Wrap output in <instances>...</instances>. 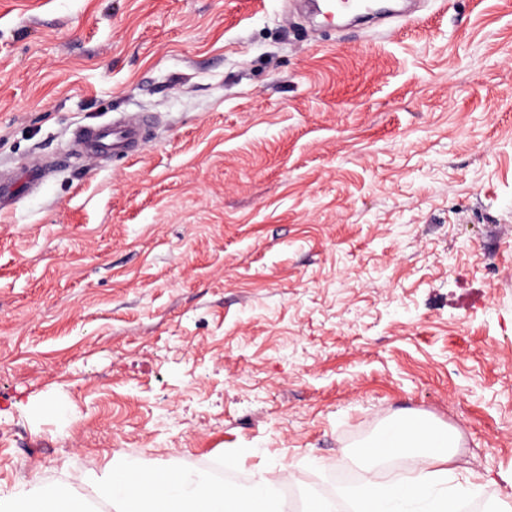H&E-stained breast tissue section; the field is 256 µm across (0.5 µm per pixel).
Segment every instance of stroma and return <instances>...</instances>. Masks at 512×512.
I'll list each match as a JSON object with an SVG mask.
<instances>
[{"label":"stroma","mask_w":512,"mask_h":512,"mask_svg":"<svg viewBox=\"0 0 512 512\" xmlns=\"http://www.w3.org/2000/svg\"><path fill=\"white\" fill-rule=\"evenodd\" d=\"M2 178L1 496L234 457L333 501L416 413L512 500V0H0ZM141 137L137 122H112L111 126L98 128L84 134L79 140L80 150L89 157H102L126 153Z\"/></svg>","instance_id":"obj_1"}]
</instances>
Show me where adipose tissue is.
<instances>
[{
  "instance_id": "ef3b65f1",
  "label": "adipose tissue",
  "mask_w": 512,
  "mask_h": 512,
  "mask_svg": "<svg viewBox=\"0 0 512 512\" xmlns=\"http://www.w3.org/2000/svg\"><path fill=\"white\" fill-rule=\"evenodd\" d=\"M368 469L389 461L412 459L425 463L419 477L384 487L367 482L358 491V512H450L464 497L454 488L449 464L455 441L447 427L406 416L379 431L367 442ZM95 491L112 512H284L274 484L260 479L248 492L216 484L207 475L179 468L144 470L136 466H107ZM66 503L69 512H90L87 498L75 491L50 492L36 484L16 489L0 499V512H47L50 502Z\"/></svg>"
}]
</instances>
